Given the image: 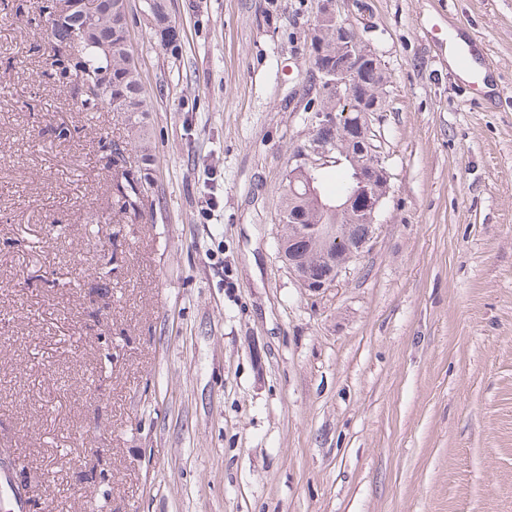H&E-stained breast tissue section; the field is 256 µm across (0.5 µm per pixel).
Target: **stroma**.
Returning <instances> with one entry per match:
<instances>
[{"label":"stroma","instance_id":"obj_1","mask_svg":"<svg viewBox=\"0 0 512 512\" xmlns=\"http://www.w3.org/2000/svg\"><path fill=\"white\" fill-rule=\"evenodd\" d=\"M39 3L0 0V448L27 512H512V0H342L389 75L391 189L319 294L277 239L320 0H166L175 55L129 0L141 120L77 111ZM464 32L494 57L478 102ZM126 185H117L116 188V200L115 206L118 208V211L133 214L136 217L138 213L137 209V198L142 193V190H145L143 182L140 178V181L135 180H126Z\"/></svg>","mask_w":512,"mask_h":512}]
</instances>
